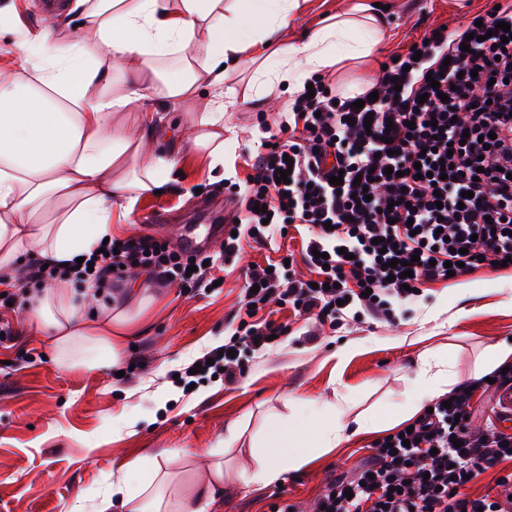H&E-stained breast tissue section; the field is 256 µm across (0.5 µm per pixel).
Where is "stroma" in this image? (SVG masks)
Here are the masks:
<instances>
[{
    "label": "stroma",
    "instance_id": "35a3bbf8",
    "mask_svg": "<svg viewBox=\"0 0 512 512\" xmlns=\"http://www.w3.org/2000/svg\"><path fill=\"white\" fill-rule=\"evenodd\" d=\"M387 6V37L367 59L349 60L328 77L338 92L360 91L382 63L406 52L432 28L455 29L486 12L491 0H379ZM278 111L258 114L250 104L224 115L237 137L224 149L234 175L208 173L199 156L178 163L174 188L139 200L128 216L113 215L112 235L119 239L164 235L180 247L185 229H204L196 213L212 203L234 210V196L251 172L260 122ZM296 231L259 248L246 239L235 261L217 263V285L184 294L157 284V302L146 331L132 337V373L63 371L49 359L47 337L35 335L24 313L0 312L15 334L0 340V512H100L112 494V475L143 456L166 459L182 484L197 479L199 466L167 454L177 448H216L224 467L237 473L246 466V447L225 448L226 428L246 424L247 435L265 429L269 416L294 419L297 409L343 395L360 409L392 412L412 390L413 366L427 347L451 345L463 381L479 376L485 345L512 339V268H479L450 281L425 285L421 297L394 307L391 322L344 317L339 326L314 325L289 308H274L271 318L287 333L270 350L245 355L244 373L235 382L223 378L196 381L183 391L178 370L208 349L223 344L229 322L242 305L245 270L286 253H300ZM472 288L460 297L459 286ZM372 437L359 436L313 460L282 485L232 487L218 512H273L276 504L308 509L327 478L351 469L370 452Z\"/></svg>",
    "mask_w": 512,
    "mask_h": 512
}]
</instances>
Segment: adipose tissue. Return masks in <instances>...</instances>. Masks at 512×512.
Wrapping results in <instances>:
<instances>
[{"instance_id": "1", "label": "adipose tissue", "mask_w": 512, "mask_h": 512, "mask_svg": "<svg viewBox=\"0 0 512 512\" xmlns=\"http://www.w3.org/2000/svg\"><path fill=\"white\" fill-rule=\"evenodd\" d=\"M307 0H76L82 24L60 41L59 20L44 15L18 32L16 58L0 70V270L26 261L64 265L97 250L112 235V213L173 179L175 156L157 152L160 109L191 101L186 152L208 170L224 166V115L240 100L269 111L309 77L348 59L371 56L387 28L369 0H357L324 27L289 39ZM246 75L244 92L232 78ZM142 121L129 130V111ZM138 314L125 304H94V290L57 281L32 296L25 314L50 338L63 371H102L128 356L154 300L135 291ZM416 393L400 411L379 416L335 401L284 429L246 437L240 423L225 446L248 439L245 486H269L340 447L350 435L394 428L447 394L459 375L444 348L421 352ZM174 457L207 458L210 470L187 493L166 492L164 463L135 460L112 481L123 512H211L224 492L219 452L178 448Z\"/></svg>"}]
</instances>
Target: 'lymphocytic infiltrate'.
Returning a JSON list of instances; mask_svg holds the SVG:
<instances>
[{
	"label": "lymphocytic infiltrate",
	"instance_id": "f902f5d3",
	"mask_svg": "<svg viewBox=\"0 0 512 512\" xmlns=\"http://www.w3.org/2000/svg\"><path fill=\"white\" fill-rule=\"evenodd\" d=\"M496 13L466 20L454 31L428 32L415 51L400 54L358 96L312 77L314 97L298 93L278 128L262 126L240 210L225 226L224 258L242 237L265 246L287 225L300 226L304 263L315 281L278 261L247 269L245 303L222 350L198 357L199 374L223 372L233 382L245 353L269 349L286 326L258 313L268 303L291 305L317 324L345 313L389 320L393 304L417 300L422 285L446 280V262L463 276L500 268L512 257V0H493ZM439 75L432 88L428 74ZM378 100H370L371 92ZM363 108H355V100ZM452 164L443 178V162ZM289 170V182L278 179ZM342 175V185L330 179ZM267 213H259V206ZM407 263L401 279L392 259ZM90 266H35L26 278L72 277L109 287L141 270L160 282L196 288L207 273L203 256L184 258L151 236L106 245ZM512 386V369L494 382L460 384L423 413L408 437L377 439L356 468L329 477L312 512H512V432L494 422L472 426L476 391ZM500 472L490 492L474 497L469 479Z\"/></svg>",
	"mask_w": 512,
	"mask_h": 512
}]
</instances>
